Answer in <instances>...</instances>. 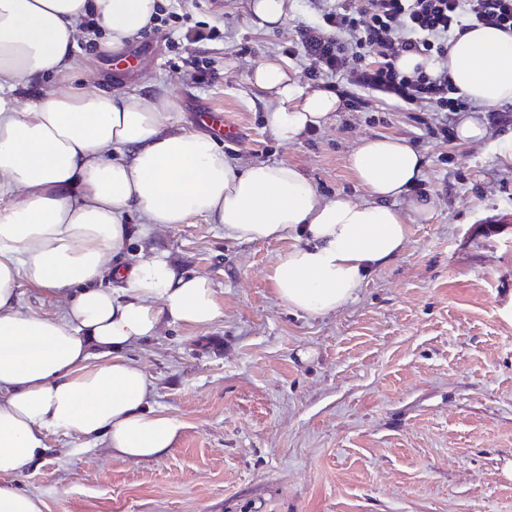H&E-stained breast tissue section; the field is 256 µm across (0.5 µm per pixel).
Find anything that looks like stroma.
I'll use <instances>...</instances> for the list:
<instances>
[{
	"instance_id": "obj_1",
	"label": "stroma",
	"mask_w": 512,
	"mask_h": 512,
	"mask_svg": "<svg viewBox=\"0 0 512 512\" xmlns=\"http://www.w3.org/2000/svg\"><path fill=\"white\" fill-rule=\"evenodd\" d=\"M249 3L161 0L163 30L117 52L83 41L78 57L102 89L173 99L176 127L201 131L198 113L223 110L242 129L226 154L294 165L324 200H370L351 153L375 136L404 138L423 157L430 210L399 199L401 255L357 301L318 317L288 310L273 288L288 240L231 241L202 217L157 227L145 247L208 278L224 310L126 352L150 378L152 406L181 424L171 448L123 460L53 434L50 454L13 483L44 512H512V160L501 149L512 126L448 146L380 101L280 142L267 123L277 103L248 82L251 70L281 58L305 91L338 85L311 78L297 46L300 28L321 22L312 0H288L272 31L252 25ZM204 25L216 38L195 41ZM188 59L203 62L204 79Z\"/></svg>"
}]
</instances>
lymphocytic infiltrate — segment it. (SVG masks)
Instances as JSON below:
<instances>
[{
	"mask_svg": "<svg viewBox=\"0 0 512 512\" xmlns=\"http://www.w3.org/2000/svg\"><path fill=\"white\" fill-rule=\"evenodd\" d=\"M323 24L306 27L299 41L311 76L345 82L354 111L389 98L424 113L429 135L452 144L453 121L469 109L448 72V50L465 31L493 26L512 34V0H314ZM406 53L423 57L402 71Z\"/></svg>",
	"mask_w": 512,
	"mask_h": 512,
	"instance_id": "f902f5d3",
	"label": "lymphocytic infiltrate"
}]
</instances>
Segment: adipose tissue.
<instances>
[{
    "label": "adipose tissue",
    "instance_id": "adipose-tissue-1",
    "mask_svg": "<svg viewBox=\"0 0 512 512\" xmlns=\"http://www.w3.org/2000/svg\"><path fill=\"white\" fill-rule=\"evenodd\" d=\"M156 9L157 0H0V201L9 202L0 208V512H44L41 498L7 478L44 457L50 435L157 459L181 428L150 406V378L123 352L162 323L204 327L223 310L212 282L179 274L168 252L121 262L129 215L145 237L201 216L238 242L291 239L271 271L275 293L317 316L354 302L403 251L406 212L426 210L417 200L404 212L392 205L423 170L398 137L367 139L350 158L371 201H323L294 165L239 166L210 135L174 129L166 96L105 91L90 77L42 88L48 74L77 69L86 17L117 51ZM448 70L466 99L512 102V35L466 31L448 50ZM248 81L276 98L268 122L284 142L341 107L333 91L304 92L280 60ZM22 280L61 296L58 311L22 313Z\"/></svg>",
    "mask_w": 512,
    "mask_h": 512
}]
</instances>
